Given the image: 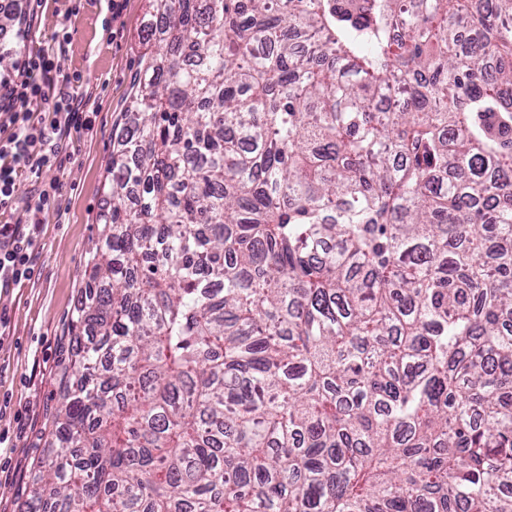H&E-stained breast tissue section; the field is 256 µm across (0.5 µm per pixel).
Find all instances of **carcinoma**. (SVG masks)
I'll return each mask as SVG.
<instances>
[{"instance_id": "obj_1", "label": "carcinoma", "mask_w": 512, "mask_h": 512, "mask_svg": "<svg viewBox=\"0 0 512 512\" xmlns=\"http://www.w3.org/2000/svg\"><path fill=\"white\" fill-rule=\"evenodd\" d=\"M51 512H512V0H150Z\"/></svg>"}]
</instances>
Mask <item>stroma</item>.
<instances>
[{
	"label": "stroma",
	"mask_w": 512,
	"mask_h": 512,
	"mask_svg": "<svg viewBox=\"0 0 512 512\" xmlns=\"http://www.w3.org/2000/svg\"><path fill=\"white\" fill-rule=\"evenodd\" d=\"M149 0H32L28 35L0 33L18 58L39 47L54 49L57 77L70 78L92 111L94 128L67 142L64 170L24 177L21 197L61 179L66 189L41 227L35 275L0 297L9 322L0 329V512H27L41 497L33 480L44 454V429L59 399V377L71 353L73 319L84 271L100 226L103 186L113 133L130 110L141 65V37Z\"/></svg>",
	"instance_id": "obj_1"
}]
</instances>
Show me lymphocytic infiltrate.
Here are the masks:
<instances>
[{"instance_id":"1","label":"lymphocytic infiltrate","mask_w":512,"mask_h":512,"mask_svg":"<svg viewBox=\"0 0 512 512\" xmlns=\"http://www.w3.org/2000/svg\"><path fill=\"white\" fill-rule=\"evenodd\" d=\"M54 68V50L46 47L0 81V214L15 205L24 174L63 168L65 139L91 127L85 102L53 78ZM62 191L60 181L45 185L28 198L22 218L0 224V291L32 276L41 217Z\"/></svg>"}]
</instances>
